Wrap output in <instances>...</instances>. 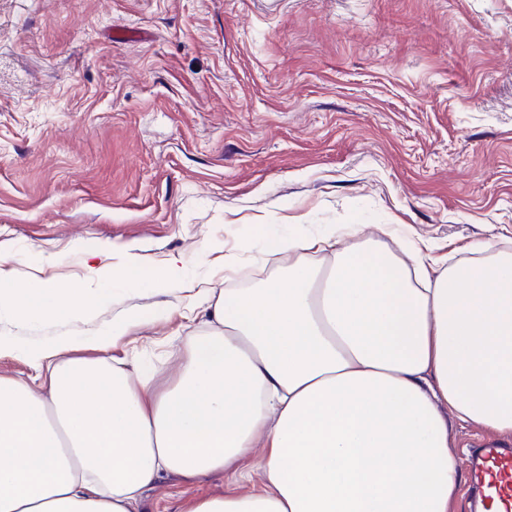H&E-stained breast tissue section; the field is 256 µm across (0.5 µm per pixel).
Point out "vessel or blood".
Here are the masks:
<instances>
[{
	"instance_id": "b4317fda",
	"label": "vessel or blood",
	"mask_w": 512,
	"mask_h": 512,
	"mask_svg": "<svg viewBox=\"0 0 512 512\" xmlns=\"http://www.w3.org/2000/svg\"><path fill=\"white\" fill-rule=\"evenodd\" d=\"M483 512H512V450L487 446L472 460Z\"/></svg>"
}]
</instances>
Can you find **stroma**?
<instances>
[{
    "label": "stroma",
    "instance_id": "1",
    "mask_svg": "<svg viewBox=\"0 0 512 512\" xmlns=\"http://www.w3.org/2000/svg\"><path fill=\"white\" fill-rule=\"evenodd\" d=\"M381 224L460 261L512 246V0H0V248L19 276L91 288L97 253L236 288L289 262L257 239ZM111 287L102 308L1 312L0 338L83 341L189 303L120 273ZM204 331L179 312L106 355L165 388ZM229 487L165 475L143 509ZM159 315L154 312H144L140 310H129L116 319H112V326L102 329L93 337L88 344L96 350L105 351L108 349L112 336V344L120 336H128L130 330L141 325L144 322H157Z\"/></svg>",
    "mask_w": 512,
    "mask_h": 512
}]
</instances>
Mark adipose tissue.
<instances>
[{"label":"adipose tissue","mask_w":512,"mask_h":512,"mask_svg":"<svg viewBox=\"0 0 512 512\" xmlns=\"http://www.w3.org/2000/svg\"><path fill=\"white\" fill-rule=\"evenodd\" d=\"M339 246L293 237L295 256L255 288L204 289L213 331L187 337L173 383L60 340L24 349L51 364L48 391L0 377V512H141L162 475L215 473L233 491L184 512H453L463 476L451 423L512 437V251L485 240L447 264L408 225ZM20 318L114 297L13 277ZM263 446L261 486L245 470Z\"/></svg>","instance_id":"obj_1"}]
</instances>
